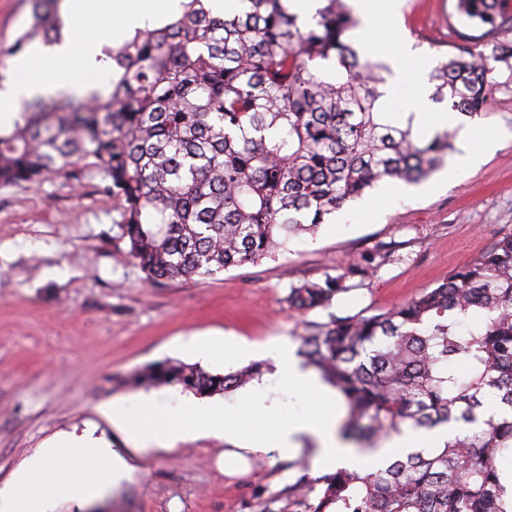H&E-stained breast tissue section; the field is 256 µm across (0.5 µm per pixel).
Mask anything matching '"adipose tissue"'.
Wrapping results in <instances>:
<instances>
[{
  "label": "adipose tissue",
  "mask_w": 512,
  "mask_h": 512,
  "mask_svg": "<svg viewBox=\"0 0 512 512\" xmlns=\"http://www.w3.org/2000/svg\"><path fill=\"white\" fill-rule=\"evenodd\" d=\"M63 15L65 35L60 46L35 47L16 62L17 77L6 90H0V113L10 114L22 100L37 94L59 91L86 92L106 70L102 50L121 43L135 29L173 17L181 0H66ZM393 48H380L363 42L365 55L383 59L393 72L386 86L387 99H395L401 85L411 82L415 95L409 106L421 126H447L454 121L451 112L429 109V87L421 70H405L400 61L410 44L401 33H394ZM274 376L289 394L305 399L306 408L293 415L283 414L280 406L270 405V436L256 440L241 430V417L252 410L257 400L253 393L237 396L238 415L223 419L218 407L207 399H181V413L157 414L154 397L137 395L113 402L112 423L123 430L139 448H173L189 435H220L226 444L222 463L225 473L247 469L250 459L274 453L299 452L300 438L315 436L320 446L317 461L327 471L349 463L352 448L336 432V405L330 391L312 373L302 370L289 350L278 349ZM80 462L84 476L57 487L55 478L71 461ZM135 472L126 458L109 448L106 441L63 433L26 460L10 481L0 486V512H54L57 492H64L74 512L105 487L131 479Z\"/></svg>",
  "instance_id": "1"
}]
</instances>
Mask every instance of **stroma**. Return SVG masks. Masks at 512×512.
I'll list each match as a JSON object with an SVG mask.
<instances>
[{"instance_id": "1", "label": "stroma", "mask_w": 512, "mask_h": 512, "mask_svg": "<svg viewBox=\"0 0 512 512\" xmlns=\"http://www.w3.org/2000/svg\"><path fill=\"white\" fill-rule=\"evenodd\" d=\"M395 23L368 35L392 43L400 26L418 56L406 69L431 68L470 33L456 0H399ZM32 23L30 0H0V48ZM494 89L476 134L457 137L447 165L412 185L384 184L349 202L316 236L287 250L188 282L151 286L128 253L121 205L101 176H48L41 184L0 186V483L50 438L95 429L135 466L132 481L94 498L106 512H288L296 476L284 459H261L249 473L225 476L224 440L190 436L172 449L136 450L106 413L113 400L144 392L173 406L181 388L134 386L148 366L179 360L211 373L239 369L223 353L202 357L190 339L223 346L227 336L273 338L299 349L307 324L325 312L288 308L290 285L364 268L354 277L361 307L377 313L434 287L512 233V68L496 64ZM496 149L461 181L458 158Z\"/></svg>"}]
</instances>
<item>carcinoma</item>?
Returning a JSON list of instances; mask_svg holds the SVG:
<instances>
[{"mask_svg": "<svg viewBox=\"0 0 512 512\" xmlns=\"http://www.w3.org/2000/svg\"><path fill=\"white\" fill-rule=\"evenodd\" d=\"M60 0H31L32 24L0 53L63 40ZM232 17L185 0L161 27L144 26L116 49L107 85L84 96L26 100L0 129V186L98 170L122 205L121 237L145 279L187 281L256 263L383 181L417 183L455 152V134L394 121L383 97L390 67L362 60L347 0H322L304 25L287 0H246ZM482 30L429 73L432 100L483 116L493 63L512 64V0H456ZM346 275L290 288L298 311L323 309L307 327L303 365L347 407L341 437L366 456L404 429L458 430L441 447L396 452L312 476L308 453L288 463V505L301 512H512L500 467L512 452V233L441 283L391 310L330 311ZM465 373H460L459 365ZM255 364L226 374L165 361L132 378L197 395L249 383Z\"/></svg>", "mask_w": 512, "mask_h": 512, "instance_id": "obj_1", "label": "carcinoma"}]
</instances>
